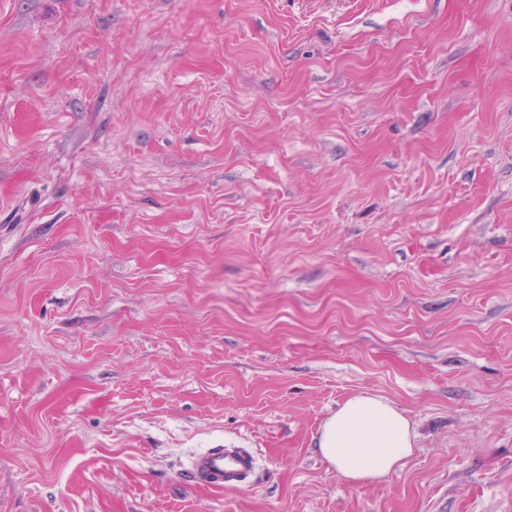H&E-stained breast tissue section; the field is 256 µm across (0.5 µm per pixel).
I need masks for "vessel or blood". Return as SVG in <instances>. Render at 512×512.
Wrapping results in <instances>:
<instances>
[{"label":"vessel or blood","instance_id":"1","mask_svg":"<svg viewBox=\"0 0 512 512\" xmlns=\"http://www.w3.org/2000/svg\"><path fill=\"white\" fill-rule=\"evenodd\" d=\"M255 457L246 448H210L196 454L190 465L192 483L214 488H238L249 483Z\"/></svg>","mask_w":512,"mask_h":512}]
</instances>
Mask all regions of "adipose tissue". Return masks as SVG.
Wrapping results in <instances>:
<instances>
[{
    "label": "adipose tissue",
    "mask_w": 512,
    "mask_h": 512,
    "mask_svg": "<svg viewBox=\"0 0 512 512\" xmlns=\"http://www.w3.org/2000/svg\"><path fill=\"white\" fill-rule=\"evenodd\" d=\"M417 433L388 398L367 392L346 398L320 426L315 448L336 475L351 484L385 480L409 458Z\"/></svg>",
    "instance_id": "1"
}]
</instances>
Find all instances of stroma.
I'll list each match as a JSON object with an SVG mask.
<instances>
[{
    "mask_svg": "<svg viewBox=\"0 0 512 512\" xmlns=\"http://www.w3.org/2000/svg\"><path fill=\"white\" fill-rule=\"evenodd\" d=\"M0 512H512V0H0ZM417 433L388 398L367 392L346 398L320 426L315 448L336 475L351 484L385 480L409 458ZM255 457L247 448H209L196 454L189 474L194 484L214 488H239L249 483Z\"/></svg>",
    "mask_w": 512,
    "mask_h": 512,
    "instance_id": "35a3bbf8",
    "label": "stroma"
}]
</instances>
